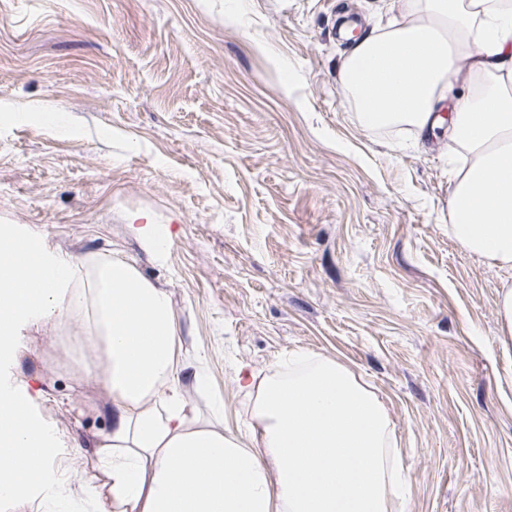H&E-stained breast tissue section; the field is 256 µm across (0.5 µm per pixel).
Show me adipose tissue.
I'll return each instance as SVG.
<instances>
[{
  "label": "adipose tissue",
  "mask_w": 512,
  "mask_h": 512,
  "mask_svg": "<svg viewBox=\"0 0 512 512\" xmlns=\"http://www.w3.org/2000/svg\"><path fill=\"white\" fill-rule=\"evenodd\" d=\"M406 21L353 42L340 69L357 122L446 130L464 153L449 199L462 248L512 269V0H405ZM468 62L472 88L441 117ZM0 226V356L19 326L80 320L99 353L93 374L112 398L111 423L81 483L93 512H404L406 471L378 395L345 364L296 349L267 374L238 368L247 429L202 420L182 397L179 328L165 288L135 263L75 260L44 248L19 256ZM57 429L26 394L0 381V502L31 487L42 512H73L56 467Z\"/></svg>",
  "instance_id": "ef3b65f1"
}]
</instances>
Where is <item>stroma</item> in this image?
Masks as SVG:
<instances>
[{
    "mask_svg": "<svg viewBox=\"0 0 512 512\" xmlns=\"http://www.w3.org/2000/svg\"><path fill=\"white\" fill-rule=\"evenodd\" d=\"M403 0H0V225L62 254L134 262L166 288L202 416L246 428L238 367L297 347L384 401L406 512H512V340L504 270L448 230L462 158L438 134L359 125L338 81L350 42ZM60 112L64 126L44 123ZM146 211L164 259L132 236ZM80 322L27 326L0 377L90 471L111 397ZM498 314L501 334L505 339L512 338V289L506 288L500 294Z\"/></svg>",
    "mask_w": 512,
    "mask_h": 512,
    "instance_id": "35a3bbf8",
    "label": "stroma"
}]
</instances>
